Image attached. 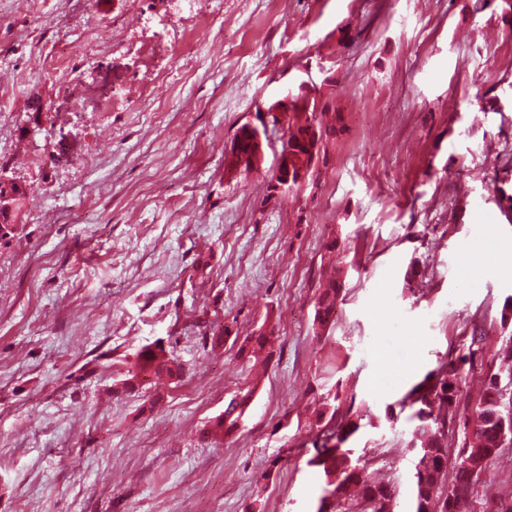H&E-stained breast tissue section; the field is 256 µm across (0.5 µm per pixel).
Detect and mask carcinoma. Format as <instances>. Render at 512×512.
I'll list each match as a JSON object with an SVG mask.
<instances>
[{"label":"carcinoma","mask_w":512,"mask_h":512,"mask_svg":"<svg viewBox=\"0 0 512 512\" xmlns=\"http://www.w3.org/2000/svg\"><path fill=\"white\" fill-rule=\"evenodd\" d=\"M289 116L288 147L293 167L304 171V179L313 176L316 158L309 152L306 134L310 127L317 129L319 140L336 135V126L324 120L326 112L317 98L306 93L293 97ZM236 150L224 155V168L248 165L253 145L244 130L236 134ZM343 300V280H329L316 298L313 326L324 331L332 324L336 308ZM212 345H222L231 338L239 342L237 353L245 358L255 347H264L269 336L259 333L239 339L230 326L211 330ZM484 329L472 328L467 337L465 353L452 355L437 374L428 375L407 394L413 409L414 427L408 451L414 455L411 494L414 512H469L481 473L506 445H512V357L504 356L497 369L484 376V395L481 402L463 418H457L461 406V391L457 378L464 365H474L483 351ZM183 367L165 345L156 341L141 349L134 368L124 380L123 388H135L140 376L179 380ZM252 398V391L235 395L224 412L210 420L208 438L218 439L238 430ZM462 422L464 434L471 436L457 453L453 469H448V431L455 421ZM316 426L321 444L314 445L315 453L308 464L319 468L324 480V496L317 512H393L396 489L390 483H377L364 474L362 459L353 458L352 449L345 447L360 424L349 412L342 413L331 403L317 417ZM485 512H512V496H499L485 501Z\"/></svg>","instance_id":"carcinoma-1"}]
</instances>
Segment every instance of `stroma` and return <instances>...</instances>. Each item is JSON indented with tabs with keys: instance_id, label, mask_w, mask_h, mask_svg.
<instances>
[{
	"instance_id": "1",
	"label": "stroma",
	"mask_w": 512,
	"mask_h": 512,
	"mask_svg": "<svg viewBox=\"0 0 512 512\" xmlns=\"http://www.w3.org/2000/svg\"><path fill=\"white\" fill-rule=\"evenodd\" d=\"M308 78L342 118L315 184L272 195L283 123L261 168L225 181L238 130ZM0 93V166L30 188L0 237V512H317L326 396L413 512L397 402L476 317V406L507 334L512 0H0ZM49 113L62 129L29 137ZM333 266L344 299L317 333ZM220 322L272 332L266 367L212 347ZM159 339L181 382L124 390ZM248 389L239 430L201 442ZM488 493H512V447L470 512Z\"/></svg>"
}]
</instances>
